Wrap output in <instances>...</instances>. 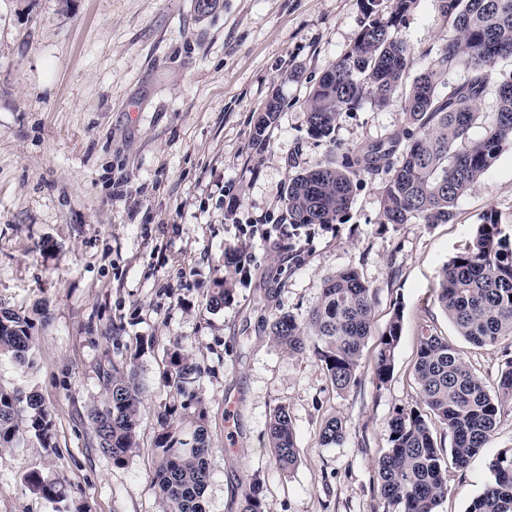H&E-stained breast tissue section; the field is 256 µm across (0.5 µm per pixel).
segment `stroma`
Returning <instances> with one entry per match:
<instances>
[{
  "label": "stroma",
  "instance_id": "stroma-1",
  "mask_svg": "<svg viewBox=\"0 0 512 512\" xmlns=\"http://www.w3.org/2000/svg\"><path fill=\"white\" fill-rule=\"evenodd\" d=\"M361 0H0V307L34 323L32 365L0 356V387L37 390L53 447L0 449V512H161L151 446L168 397L165 350L181 337L201 364L193 384L212 450L203 512H239L249 482L265 512H383L374 469L396 412L416 407L422 327L448 338L488 386L512 339L477 348L437 302L442 266L466 251L495 211L512 235V147H506L447 224H384L381 179L364 178L337 224L293 227L290 178L405 124L398 100L342 113L332 139L308 132L314 84L356 40ZM448 25L418 0L398 27L416 55L435 53ZM281 103L262 144L259 112ZM247 258L229 274L233 302L205 295L224 251ZM356 269L374 290V320L357 381L340 392L313 354L277 347L263 327L305 317L327 276ZM402 310L391 379L373 382L381 333ZM136 357L145 385L140 446L126 466L92 445L101 369ZM287 409L299 461L281 472L268 445ZM346 425L322 445L324 422ZM512 448V412L463 470L449 469L438 512H466ZM39 471L65 494L31 493Z\"/></svg>",
  "mask_w": 512,
  "mask_h": 512
}]
</instances>
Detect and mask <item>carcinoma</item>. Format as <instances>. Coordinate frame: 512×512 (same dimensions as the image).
Masks as SVG:
<instances>
[{"mask_svg": "<svg viewBox=\"0 0 512 512\" xmlns=\"http://www.w3.org/2000/svg\"><path fill=\"white\" fill-rule=\"evenodd\" d=\"M362 2L358 38L310 91L309 133L330 140L340 113L356 112L368 101L386 105L397 93L405 125L361 149L341 153L338 163L294 175L287 188L288 223L303 227L340 222L362 180L379 177L380 223L447 224L458 200L512 146V75L500 78L494 70L496 59L512 57V0H434L448 23V36L421 62L396 36L417 0H392L386 16L380 10L382 0ZM460 70L463 78L450 80ZM490 95L496 108L486 113L483 102ZM278 112L276 100L265 105L256 121V137H262ZM476 127L484 130L478 139L471 136ZM235 295V281L219 275L207 291L206 306L220 309ZM437 301L457 333L476 347L512 338V237L502 233L495 212L483 215L471 248L443 265ZM373 313V288L349 268L325 279L321 301L307 317L279 312L264 327L291 354L313 350L335 388L345 391L356 382ZM32 329L28 317L1 307L0 355L32 364ZM401 332L397 310L379 338L373 367L379 386L392 376ZM201 373L200 362L185 352L181 340H173L161 376L169 400L158 411L153 439V482L162 512H203L210 438L205 411L187 392ZM414 376L423 407L399 411L388 422L386 448L375 461L377 480L384 504L394 512H437L448 495V466L467 468L512 410V360L491 390L460 351L429 328L418 338ZM100 377L105 400L90 411L92 432L113 466L123 467L139 447L144 384L133 358L101 369ZM438 425L450 436L446 453L434 438ZM345 432L343 421L332 417L321 428V444L338 445ZM31 437L45 446L52 443V422L41 397L34 391L0 388V448H19ZM268 444L281 470L296 467L299 455L288 410L274 413ZM490 471L492 478L468 512H512V449L500 452ZM23 481L49 502L62 500L58 484L37 471ZM240 512H264L259 482L245 487Z\"/></svg>", "mask_w": 512, "mask_h": 512, "instance_id": "cac0c4a2", "label": "carcinoma"}]
</instances>
